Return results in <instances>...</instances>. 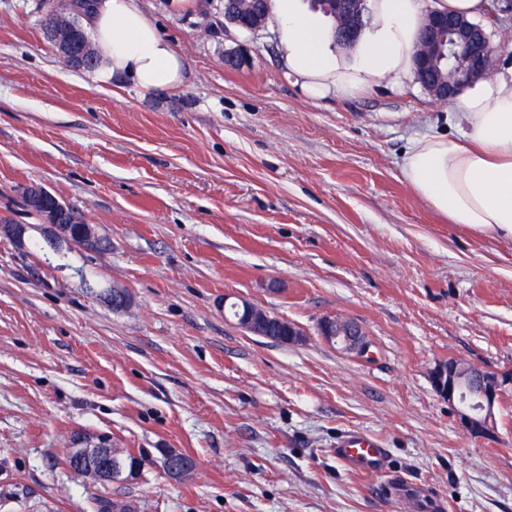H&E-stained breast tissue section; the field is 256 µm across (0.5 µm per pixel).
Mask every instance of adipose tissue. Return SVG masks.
Wrapping results in <instances>:
<instances>
[{
  "instance_id": "obj_1",
  "label": "adipose tissue",
  "mask_w": 512,
  "mask_h": 512,
  "mask_svg": "<svg viewBox=\"0 0 512 512\" xmlns=\"http://www.w3.org/2000/svg\"><path fill=\"white\" fill-rule=\"evenodd\" d=\"M370 23L353 50L335 47L320 13L305 0H270L288 77L315 97L375 88L400 90L414 71L426 10L474 20L490 0H370ZM86 27L99 62L98 84L175 88L185 58L163 37L139 0H95ZM458 131L415 138L402 176L436 211L479 234L512 239V67L496 70L452 100Z\"/></svg>"
}]
</instances>
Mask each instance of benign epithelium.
Returning a JSON list of instances; mask_svg holds the SVG:
<instances>
[{
	"label": "benign epithelium",
	"instance_id": "7a95c632",
	"mask_svg": "<svg viewBox=\"0 0 512 512\" xmlns=\"http://www.w3.org/2000/svg\"><path fill=\"white\" fill-rule=\"evenodd\" d=\"M264 2L265 0H224V22L235 28L257 33L270 22ZM324 4L330 6L336 15L347 20L345 25L336 29V41L355 43L366 25L367 0H324ZM54 47L63 63L69 66L88 51L86 44L78 49L56 41ZM444 51L450 61V70L448 80L442 83L434 79L432 61ZM500 52L501 48L492 43L485 27L459 18L443 20L429 12L421 29L414 80L418 84L432 86V97L445 102L484 77L493 67ZM27 203L40 214L44 237L57 248L65 246L69 250L95 251L99 235L94 225L86 218L75 219L74 208L62 198L42 188L37 195L27 197ZM28 229L26 224H15L6 218H0V237L9 239L19 247L25 246ZM234 308L238 309V324L248 333L260 335L275 324L281 337L288 342L295 343L302 339L303 332L297 325L281 317L272 318L267 311L246 299L234 304ZM317 332L326 343L345 353L363 355L368 350L363 330L354 321L326 317L319 322ZM431 381L440 396L460 404L457 413L466 431L483 437L494 431L496 403L506 391H512V369L489 371L450 358L436 364L431 372ZM111 439L112 436L106 434L93 435L83 444L86 451L70 449L71 469L91 480H100L92 469L85 467L90 462L88 449L109 448L112 446ZM142 469L143 466L136 460L129 464L115 458L105 478L133 479ZM162 469L172 478H182L191 473L193 464L177 449L168 448L163 453Z\"/></svg>",
	"mask_w": 512,
	"mask_h": 512
}]
</instances>
